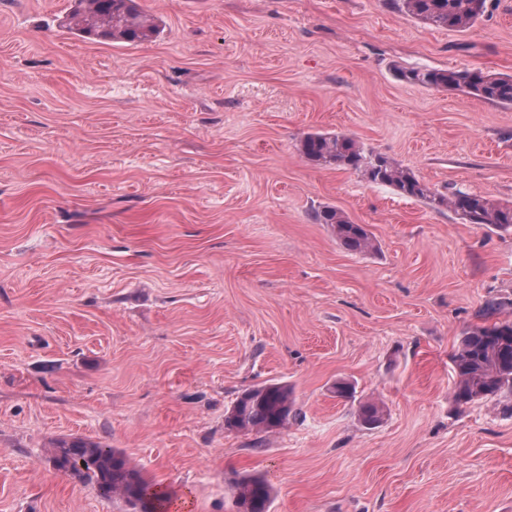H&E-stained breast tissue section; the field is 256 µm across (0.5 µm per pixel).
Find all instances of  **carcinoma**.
I'll use <instances>...</instances> for the list:
<instances>
[{"label":"carcinoma","instance_id":"cac0c4a2","mask_svg":"<svg viewBox=\"0 0 512 512\" xmlns=\"http://www.w3.org/2000/svg\"><path fill=\"white\" fill-rule=\"evenodd\" d=\"M69 30L91 40L136 45L153 38L158 19L140 9L137 0H76ZM397 8L430 26L465 30L483 14L486 0H395ZM397 77L408 84L450 91H465L484 101L512 107V76H495L467 68L416 69L399 67ZM310 163L361 172L376 185L398 195L425 201L433 208L447 207L467 224H486L512 231V203L501 204L481 194L455 189L442 194L428 187L416 173L393 159L365 151L347 135L314 132L300 143ZM315 221L330 226L340 244L353 253L374 249L370 232L353 223L342 211L325 207ZM453 399L459 404L512 389V323L476 326L465 333L453 355ZM384 407L377 402L359 406L366 425L381 421ZM294 389L284 383H265L244 390L226 412L229 429L268 435L300 417ZM49 461L54 468L83 484H91L103 498H119L135 512H171L174 492L147 481L121 450L81 437L56 441ZM234 512H269L274 489L258 474L235 473L227 480Z\"/></svg>","mask_w":512,"mask_h":512}]
</instances>
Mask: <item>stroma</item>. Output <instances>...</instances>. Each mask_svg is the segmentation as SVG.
Here are the masks:
<instances>
[{
	"instance_id": "obj_1",
	"label": "stroma",
	"mask_w": 512,
	"mask_h": 512,
	"mask_svg": "<svg viewBox=\"0 0 512 512\" xmlns=\"http://www.w3.org/2000/svg\"><path fill=\"white\" fill-rule=\"evenodd\" d=\"M139 2L160 32L127 45L71 33L75 0H0V512H128L47 462L73 436L189 512H232L235 471L270 512H512V391L455 404L451 361L487 301L512 322V232L299 152L344 134L512 203V108L393 72L512 75V0L463 31L392 0ZM266 382L301 416L255 449L224 415ZM318 224H328L337 240L353 253H364L374 249L375 243L370 232L362 224H354L342 211L325 207L315 213ZM227 483L231 488L235 512H269L274 489L265 477L234 473Z\"/></svg>"
}]
</instances>
